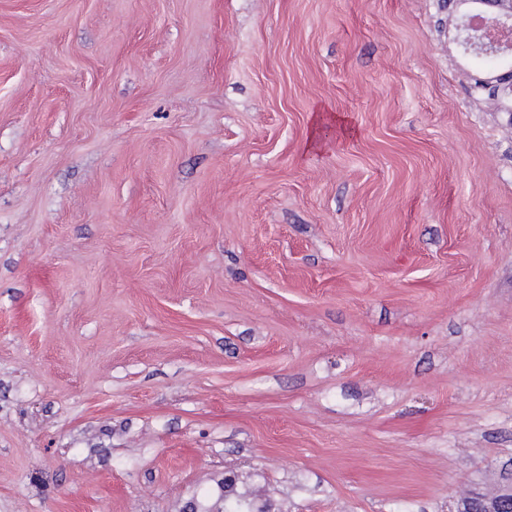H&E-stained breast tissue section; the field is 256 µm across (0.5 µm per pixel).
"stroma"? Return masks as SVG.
<instances>
[{"mask_svg": "<svg viewBox=\"0 0 512 512\" xmlns=\"http://www.w3.org/2000/svg\"><path fill=\"white\" fill-rule=\"evenodd\" d=\"M446 0H0V512H449L512 461V120ZM475 83L472 85L474 92L491 98L505 100L506 104L501 105L500 101L490 98H485L491 106L498 110V112H505L508 114L509 119L512 120V73L510 71L503 72L496 75L493 79H484L481 76H474ZM510 101V103H507ZM217 483V491L213 492L212 494H216L220 502H226L231 499L239 498V495L236 491L237 475L234 472L231 471L225 473L224 477H222ZM241 508L242 507L237 503L226 502L224 503L223 507L218 508L216 511L237 512L241 510Z\"/></svg>", "mask_w": 512, "mask_h": 512, "instance_id": "obj_1", "label": "stroma"}]
</instances>
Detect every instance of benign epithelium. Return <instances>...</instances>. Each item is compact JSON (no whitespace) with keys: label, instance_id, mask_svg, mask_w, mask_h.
<instances>
[{"label":"benign epithelium","instance_id":"obj_1","mask_svg":"<svg viewBox=\"0 0 512 512\" xmlns=\"http://www.w3.org/2000/svg\"><path fill=\"white\" fill-rule=\"evenodd\" d=\"M448 5L458 14L469 13L465 30L467 36L457 31L449 40L460 48L464 45L489 51H502L512 48V29L503 26L498 18L512 15V0H448ZM474 92L491 98L506 101L499 111L508 114L512 122V73L507 71L492 79L474 77ZM237 475L224 474L217 484L215 494L218 500L226 502L238 498L236 491ZM512 506V468L504 469L498 493L491 497L473 496L463 501L457 512H505Z\"/></svg>","mask_w":512,"mask_h":512}]
</instances>
